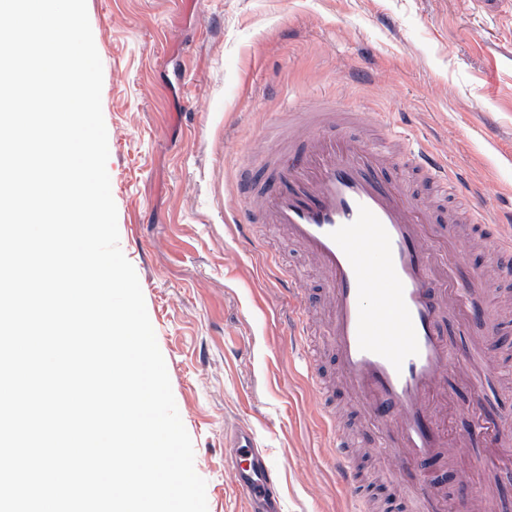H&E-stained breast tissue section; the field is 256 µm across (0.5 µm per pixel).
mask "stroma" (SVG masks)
Returning <instances> with one entry per match:
<instances>
[{"instance_id": "1", "label": "stroma", "mask_w": 512, "mask_h": 512, "mask_svg": "<svg viewBox=\"0 0 512 512\" xmlns=\"http://www.w3.org/2000/svg\"><path fill=\"white\" fill-rule=\"evenodd\" d=\"M103 65L107 170L119 245L134 266L175 402L206 482L208 512H242L224 435L251 429L282 474L281 512H352L330 462L338 430L362 423L328 343L323 271L286 234L237 226L240 169L260 173L278 114L325 94L432 144L477 192L485 224H449L464 244L458 279L484 275L476 304L493 333L441 327L483 357L477 390L446 377L440 412L462 444L431 464L446 512H512V276L492 259V227L512 225V0H87ZM438 218L464 197L398 166ZM273 255L302 279L297 304L315 330L317 369L333 381L335 424L319 420L305 350L290 335L287 294L262 270ZM488 430L474 432L476 422ZM353 465L361 512H419L395 493L364 429ZM501 492L486 499L485 482Z\"/></svg>"}]
</instances>
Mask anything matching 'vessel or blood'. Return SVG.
Listing matches in <instances>:
<instances>
[{
  "instance_id": "vessel-or-blood-1",
  "label": "vessel or blood",
  "mask_w": 512,
  "mask_h": 512,
  "mask_svg": "<svg viewBox=\"0 0 512 512\" xmlns=\"http://www.w3.org/2000/svg\"><path fill=\"white\" fill-rule=\"evenodd\" d=\"M290 117L300 133L272 125L280 147L267 162L271 179L258 204L239 206L236 221L280 226L325 271L328 336L341 375L378 428L380 449L401 468L434 459L449 444L434 402L452 362L467 359L440 328L443 298L466 300L469 284L439 261L429 204L411 197L404 182L384 179L395 165L387 123L371 125L368 113L332 98L314 99ZM411 162L433 185L456 188L455 172L430 146L419 145ZM224 445L248 505L279 503L280 472L251 431H237ZM349 447L337 439L330 459L356 500ZM400 490L432 512L439 487L422 473Z\"/></svg>"
}]
</instances>
